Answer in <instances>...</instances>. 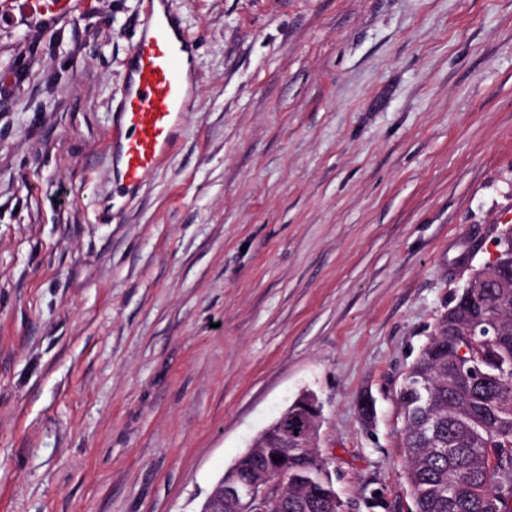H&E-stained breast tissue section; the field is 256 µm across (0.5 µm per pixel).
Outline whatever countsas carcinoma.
<instances>
[{
	"mask_svg": "<svg viewBox=\"0 0 512 512\" xmlns=\"http://www.w3.org/2000/svg\"><path fill=\"white\" fill-rule=\"evenodd\" d=\"M398 392L409 512H512V288H469ZM262 512H345L325 462L291 453Z\"/></svg>",
	"mask_w": 512,
	"mask_h": 512,
	"instance_id": "obj_1",
	"label": "carcinoma"
}]
</instances>
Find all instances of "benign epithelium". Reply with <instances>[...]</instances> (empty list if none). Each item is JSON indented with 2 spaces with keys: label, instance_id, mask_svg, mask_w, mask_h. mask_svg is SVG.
I'll list each match as a JSON object with an SVG mask.
<instances>
[{
  "label": "benign epithelium",
  "instance_id": "obj_1",
  "mask_svg": "<svg viewBox=\"0 0 512 512\" xmlns=\"http://www.w3.org/2000/svg\"><path fill=\"white\" fill-rule=\"evenodd\" d=\"M508 241L509 256L502 257V252L494 250L490 264L500 267L506 274L512 275V226L504 231ZM322 425V408L316 396L304 394L294 401L289 412L283 413L275 425L272 434H266L255 442L251 453L257 457L270 454L276 450L275 457L282 458L280 464H288V449L311 448L315 444ZM269 487L256 481H228L220 493L209 501V512H224L225 505H230L236 512H258V505L267 497Z\"/></svg>",
  "mask_w": 512,
  "mask_h": 512
}]
</instances>
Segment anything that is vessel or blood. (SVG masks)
<instances>
[{
  "label": "vessel or blood",
  "instance_id": "obj_1",
  "mask_svg": "<svg viewBox=\"0 0 512 512\" xmlns=\"http://www.w3.org/2000/svg\"><path fill=\"white\" fill-rule=\"evenodd\" d=\"M146 2L129 55L121 104L108 135L116 190L122 194L138 189L143 177L173 148L174 127L189 104L185 70L196 65L194 38L171 12H157L155 0Z\"/></svg>",
  "mask_w": 512,
  "mask_h": 512
}]
</instances>
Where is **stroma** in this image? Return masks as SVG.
Listing matches in <instances>:
<instances>
[{"label": "stroma", "instance_id": "obj_1", "mask_svg": "<svg viewBox=\"0 0 512 512\" xmlns=\"http://www.w3.org/2000/svg\"><path fill=\"white\" fill-rule=\"evenodd\" d=\"M169 7L191 105L120 196L142 0H0V512H198L306 391L349 512H407L397 391L512 221V0Z\"/></svg>", "mask_w": 512, "mask_h": 512}]
</instances>
